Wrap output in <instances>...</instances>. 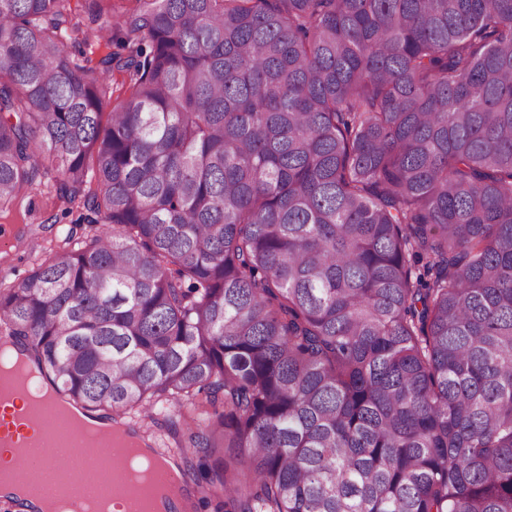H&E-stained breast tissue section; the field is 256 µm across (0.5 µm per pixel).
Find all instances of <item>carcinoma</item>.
Here are the masks:
<instances>
[{
	"label": "carcinoma",
	"instance_id": "cac0c4a2",
	"mask_svg": "<svg viewBox=\"0 0 512 512\" xmlns=\"http://www.w3.org/2000/svg\"><path fill=\"white\" fill-rule=\"evenodd\" d=\"M0 0V211L93 214L0 335L84 413L191 407L226 512H512V0ZM126 72L128 95L107 80ZM120 34L115 29L112 31V42H108L110 38V34L108 33V36L106 39H101L97 41L95 38L90 37L89 43L85 44L82 42L81 38L82 35L79 36V39L74 40V38L69 39L65 41L67 50L71 53L72 57L75 60H81L82 59V53L91 55L93 52L94 54L92 56H98L100 54H104L105 52L112 51V53H120L122 55L127 54V49H124L119 42L117 41V37H119Z\"/></svg>",
	"mask_w": 512,
	"mask_h": 512
}]
</instances>
